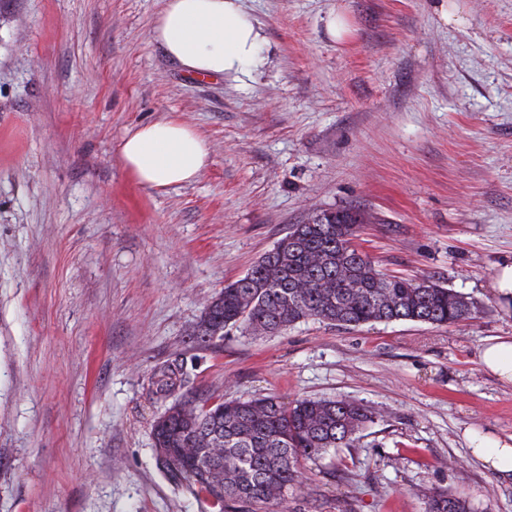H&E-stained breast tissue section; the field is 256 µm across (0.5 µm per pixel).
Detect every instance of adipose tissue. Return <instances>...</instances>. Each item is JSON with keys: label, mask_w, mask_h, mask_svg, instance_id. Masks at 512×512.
Listing matches in <instances>:
<instances>
[{"label": "adipose tissue", "mask_w": 512, "mask_h": 512, "mask_svg": "<svg viewBox=\"0 0 512 512\" xmlns=\"http://www.w3.org/2000/svg\"><path fill=\"white\" fill-rule=\"evenodd\" d=\"M150 38L187 71L209 79L247 74L262 42L242 0H165ZM116 153L140 185L156 190L192 182L209 162L205 140L175 119L129 130Z\"/></svg>", "instance_id": "obj_1"}]
</instances>
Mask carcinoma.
<instances>
[{"label": "carcinoma", "instance_id": "obj_1", "mask_svg": "<svg viewBox=\"0 0 512 512\" xmlns=\"http://www.w3.org/2000/svg\"><path fill=\"white\" fill-rule=\"evenodd\" d=\"M358 215L349 208L316 210L293 224L248 272L207 300L190 331L207 348L229 327L274 333L308 319L357 327L409 320L450 325L480 308L431 278L388 275L359 251ZM184 360L154 368L149 389L172 399L152 436L158 469L209 501L213 512H259L286 503L301 489L300 462L353 446L380 412L350 400L302 398L291 407L273 395L199 401L184 388ZM426 512H472L446 489L425 493Z\"/></svg>", "mask_w": 512, "mask_h": 512}]
</instances>
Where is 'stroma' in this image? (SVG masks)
Wrapping results in <instances>:
<instances>
[{"label":"stroma","instance_id":"stroma-1","mask_svg":"<svg viewBox=\"0 0 512 512\" xmlns=\"http://www.w3.org/2000/svg\"><path fill=\"white\" fill-rule=\"evenodd\" d=\"M438 2L244 0L259 57L205 80L151 41L164 0H0V512H212L154 458L148 381L177 357L202 397L380 410L353 447L304 462L287 512H424L434 489L512 512V478L469 454L512 439V384L479 360L512 337L492 294L512 260V0H447L458 25ZM172 118L210 163L139 186L113 146ZM343 207L378 269L432 277L477 317L191 345L207 299Z\"/></svg>","mask_w":512,"mask_h":512}]
</instances>
